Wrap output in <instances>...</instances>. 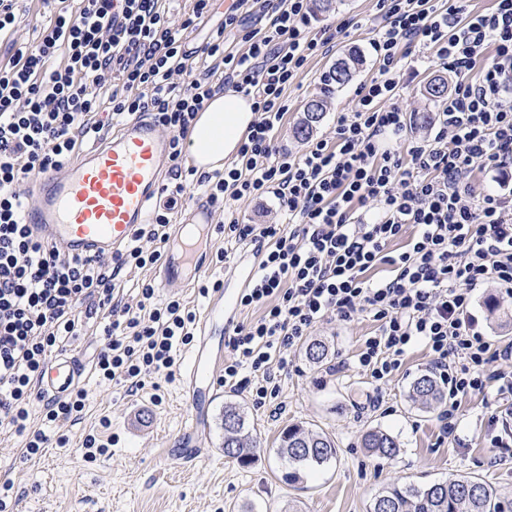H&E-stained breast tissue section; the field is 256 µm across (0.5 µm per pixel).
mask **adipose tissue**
<instances>
[{
	"instance_id": "ef3b65f1",
	"label": "adipose tissue",
	"mask_w": 512,
	"mask_h": 512,
	"mask_svg": "<svg viewBox=\"0 0 512 512\" xmlns=\"http://www.w3.org/2000/svg\"><path fill=\"white\" fill-rule=\"evenodd\" d=\"M256 118L249 96L232 89L215 93L196 123L191 141L196 151L233 157Z\"/></svg>"
}]
</instances>
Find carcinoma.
I'll use <instances>...</instances> for the list:
<instances>
[{
    "mask_svg": "<svg viewBox=\"0 0 512 512\" xmlns=\"http://www.w3.org/2000/svg\"><path fill=\"white\" fill-rule=\"evenodd\" d=\"M359 62L352 52L334 62L327 72L328 82L342 86L353 76ZM426 92L430 99L442 102L448 97L445 79L431 81ZM327 102L320 97L304 105V117L294 128V135L306 139L313 134L323 119ZM413 399L422 406L443 399L436 381L429 374L420 375L413 384ZM224 456L235 459L240 465L252 462L250 425L243 411L235 406L224 407ZM363 447L371 454L391 459L399 453V444L389 433L371 429L362 440ZM279 456L288 464L284 478L288 482L299 480L310 466L322 465L336 456L335 443L323 433L314 432L302 425H292L280 435ZM370 512H512V501L504 502L498 491L478 477L449 478L424 486L391 484L373 499Z\"/></svg>",
    "mask_w": 512,
    "mask_h": 512,
    "instance_id": "obj_1",
    "label": "carcinoma"
}]
</instances>
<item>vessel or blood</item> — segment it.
<instances>
[{
    "instance_id": "vessel-or-blood-1",
    "label": "vessel or blood",
    "mask_w": 512,
    "mask_h": 512,
    "mask_svg": "<svg viewBox=\"0 0 512 512\" xmlns=\"http://www.w3.org/2000/svg\"><path fill=\"white\" fill-rule=\"evenodd\" d=\"M170 141L154 121L144 115L129 119L115 134L101 137L77 150L61 171H49L32 183L34 204L25 211V222L33 236L62 245L81 258L108 257L129 242L145 223L151 206L160 202L171 174ZM213 215L208 200L187 205L174 225L164 252V263L156 267L161 286L179 282L195 286L212 274L205 255L210 247ZM254 274L253 264L235 258L225 265L233 279V290L219 289L212 295L197 326L199 343L183 368L184 388L189 395V430H197L203 410L211 399L215 362L206 350L216 319L225 328L234 325L236 301ZM88 364L72 354L50 358L40 380L45 399L70 395L81 383Z\"/></svg>"
}]
</instances>
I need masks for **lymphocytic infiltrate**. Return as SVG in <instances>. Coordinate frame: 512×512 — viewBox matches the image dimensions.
<instances>
[{
	"mask_svg": "<svg viewBox=\"0 0 512 512\" xmlns=\"http://www.w3.org/2000/svg\"><path fill=\"white\" fill-rule=\"evenodd\" d=\"M468 0H377L371 46L376 77L357 90L353 112L340 116L333 140L312 141L294 156L275 145L288 107L285 93L307 61L326 55L336 29L311 34L308 0H265V27L245 29L238 11L201 53L186 51V33L211 0H193L179 24L167 0H55L36 43L16 39L13 0H0V40L17 41L0 57V426L23 436V459L43 453L47 429L76 422L85 392L49 400L35 426L29 404L47 359L62 350L84 320L109 322L94 362L100 382L140 388L148 373L170 371L178 347L194 339L196 315L183 300L153 304L155 284L133 283L136 303L120 286L122 273L158 263L169 211L153 216L128 246L105 258L80 259L34 238L24 222L22 184L62 170L86 137L149 114L170 134L171 156L182 165L196 115L213 92L251 95L257 121L223 171L199 176L210 205L272 195L284 224L220 225L228 261L234 245L257 240L264 256L240 308L262 316L236 325L225 346V385L249 392L257 406L279 394V373L304 336L328 315L350 322L361 313L377 324L357 356L376 381L398 372L408 350L423 345L446 391L440 433L456 431L459 396L498 382L512 394V376L497 369L512 360V343L496 345L473 314L476 289L494 285L512 297V0L472 13ZM238 30V48L225 30ZM434 50L456 77L426 136L406 153L391 147L410 128L393 102L400 63L411 48ZM492 48L494 61L481 63ZM188 78L184 91L176 82ZM487 172L482 187L469 179ZM372 212L355 215V206ZM405 250L389 245L403 235ZM385 265L387 277L371 279Z\"/></svg>",
	"mask_w": 512,
	"mask_h": 512,
	"instance_id": "obj_1",
	"label": "lymphocytic infiltrate"
}]
</instances>
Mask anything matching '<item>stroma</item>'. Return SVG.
I'll return each instance as SVG.
<instances>
[{"label":"stroma","mask_w":512,"mask_h":512,"mask_svg":"<svg viewBox=\"0 0 512 512\" xmlns=\"http://www.w3.org/2000/svg\"><path fill=\"white\" fill-rule=\"evenodd\" d=\"M376 0H339L327 13H313L312 32L355 19H372ZM361 62L352 80L341 87L323 88L320 78L329 66L349 51ZM403 78L397 103L406 112L434 109L424 87L444 68L433 50L416 47L402 60ZM378 63L363 29L338 35L331 54L313 58L290 84L288 112L275 134L279 149L299 155L307 143L294 137L293 128L303 106L313 97H326L327 112L314 131L317 139H332L341 114L357 103L356 90L375 77ZM496 301L499 311L489 317L485 304ZM488 336L512 341V298L498 288L478 289L473 308ZM375 322L361 315L351 322L328 316L315 324L311 338L324 341L329 352L319 364L297 349L282 373L280 392L265 406L253 403L248 392L222 383L213 386L206 422L188 435L182 428L189 403L180 374L146 376L134 393L123 386L98 383L88 377L83 387L85 408L68 431L66 447L47 449L40 458L20 456L23 437L0 431V482L11 480L16 499L13 512H368L374 496L399 482L423 485L453 475L485 480L501 496L512 498V447H494L504 420L512 419V398H500L496 384L460 399L458 427L453 438L439 440V404L422 407L412 398V384L429 370V357L416 347L402 370L378 384L357 366V355ZM243 409L253 430V462L246 467L225 457L221 419L225 406ZM108 419L109 451L86 458V434ZM305 423L327 434L337 455L329 463L308 470L303 482L287 484L281 474L285 463L277 453L281 431ZM372 428L391 433L400 444L392 460L371 456L361 445ZM194 457H187V450Z\"/></svg>","instance_id":"1"}]
</instances>
